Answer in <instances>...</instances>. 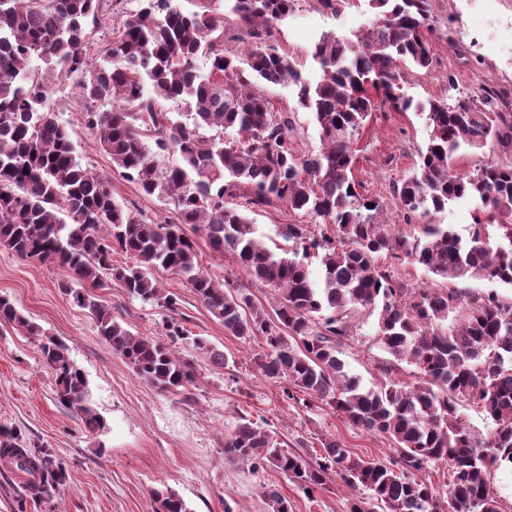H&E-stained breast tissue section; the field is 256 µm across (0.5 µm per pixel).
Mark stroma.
Listing matches in <instances>:
<instances>
[{
	"mask_svg": "<svg viewBox=\"0 0 512 512\" xmlns=\"http://www.w3.org/2000/svg\"><path fill=\"white\" fill-rule=\"evenodd\" d=\"M428 10L433 64L413 70L402 86L412 109L374 112L352 147L356 187L361 195L380 201L376 220L394 234H412L415 225L426 221L419 214L404 217L394 195L395 186L415 171L428 143L425 117L416 104L494 91L496 111L512 123V0H428ZM372 19L366 0H354L335 15L318 0H296L292 17L272 24L271 33L280 53L304 77L312 78L318 66L311 50L322 34L351 35ZM264 93L273 108L291 120L298 155L318 152L322 142L314 116L297 104L292 88L268 86ZM52 103L71 133L79 160L108 179L116 202L155 222L177 223L173 206L144 196L113 168L111 157L83 124L87 101L75 79L55 80ZM184 230L192 234L204 266L218 279L265 309L276 306L273 290L248 277L233 258L215 256L201 231L189 224ZM65 277L60 268L0 248V295L66 342L88 381L90 405L105 419L107 429L87 433L76 414L57 401L52 374L32 339L0 326V424L19 428L29 444L50 452L67 470L58 494L35 501L12 473L0 468V512H155L152 492L164 486L177 491L190 512H224L228 507L233 512H271L263 496L268 485L288 499L292 512H346L352 492L340 480L329 481L309 496L274 469L255 472L229 461L224 435L242 416L312 458L322 454L329 438L366 459L391 456L387 439L354 426L330 407L319 403L306 408L288 400L287 381H268L255 365L263 339L244 343L229 335L185 278L162 270L156 277L164 291L180 297L188 334L175 348L196 361L201 379L188 402L157 393L139 382L131 367L100 339L87 310L64 295L60 283ZM98 300L132 334L163 339L162 309L130 297L117 285L99 291ZM349 321L351 333L339 356L349 374L367 384L377 382L378 367L388 358L376 342L377 316L360 308ZM196 337L233 356L234 365L211 366L194 347Z\"/></svg>",
	"mask_w": 512,
	"mask_h": 512,
	"instance_id": "35a3bbf8",
	"label": "stroma"
}]
</instances>
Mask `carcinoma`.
I'll use <instances>...</instances> for the list:
<instances>
[{"label": "carcinoma", "instance_id": "1", "mask_svg": "<svg viewBox=\"0 0 512 512\" xmlns=\"http://www.w3.org/2000/svg\"><path fill=\"white\" fill-rule=\"evenodd\" d=\"M110 0H0V247L21 258L55 264L68 273L65 295L88 311L98 335L124 358L136 377L163 394L190 399L200 380L192 360L149 336H134L84 288L118 283L144 303L169 312L166 335L187 338L178 320L180 298L165 293L153 270L186 278L197 300L242 342L263 338L255 358L269 381L286 379L288 399L318 402L393 445L387 462L365 459L335 439L315 461L294 452L246 418L224 434V455L254 470L275 468L312 494L334 474L356 491L347 512H500L490 494L494 471L512 465V302L495 291L448 287L485 279L512 287V167L488 163L474 175L453 171L459 153L481 150L502 132L495 96L452 102L431 100L425 112L428 144L415 172L395 188L406 214L434 215L455 201L475 205L463 238L446 224H421L413 237L392 235L375 223L380 203L360 195L352 175V146L379 106L406 111L401 93L406 69H429L425 30L428 0H367L371 24L351 37L333 32L315 43L314 80L303 77L267 42L295 0H228L229 14L245 25L253 44L247 60L224 54L221 0H140L139 9L112 32L102 63L87 68V26L97 27ZM39 59L43 66L33 65ZM208 62V72L198 61ZM77 79L89 102L84 125L114 167L141 192L175 207L181 223L202 231L213 252L230 254L251 278L279 295L274 314L218 282L198 258L195 239L179 226L159 224L126 210L107 179L83 166L69 131L51 101L54 74ZM287 85L313 113L323 147L297 158L291 121L274 111L254 81ZM150 85V94L144 85ZM184 104L174 117L159 101ZM212 130L214 134L204 135ZM174 150L179 162L159 168L157 154ZM249 191L243 208L224 196ZM288 204L318 225L287 224L288 248L274 252L256 236L245 211ZM132 263L113 264V246ZM319 259L314 277L310 257ZM420 267L435 288H410L379 258ZM82 287H74V282ZM378 311L377 342L391 356L384 381L367 387L345 370L338 347L349 336L348 314ZM0 324L33 339L51 370L58 402L76 412L89 433L106 428L86 401L88 382L57 336L0 297ZM212 366L229 364L223 351L193 340ZM415 366L418 384L395 381L400 363ZM472 406L493 423L474 430L461 408ZM0 448H14L13 469H34L40 481L25 486L42 499L66 481L61 464L24 445L17 429L0 426ZM436 462L448 464V489L419 477ZM362 495H357V492ZM272 512H291L277 488L265 490ZM155 512H190L172 489L154 491Z\"/></svg>", "mask_w": 512, "mask_h": 512}]
</instances>
